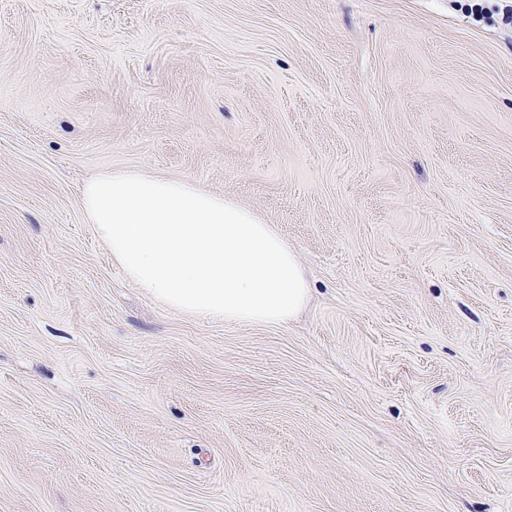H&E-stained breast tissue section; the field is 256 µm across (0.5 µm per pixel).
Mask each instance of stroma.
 I'll return each mask as SVG.
<instances>
[{
	"label": "stroma",
	"instance_id": "stroma-1",
	"mask_svg": "<svg viewBox=\"0 0 512 512\" xmlns=\"http://www.w3.org/2000/svg\"><path fill=\"white\" fill-rule=\"evenodd\" d=\"M472 0H0V512H512V28ZM273 225L280 324L154 301L93 176Z\"/></svg>",
	"mask_w": 512,
	"mask_h": 512
}]
</instances>
